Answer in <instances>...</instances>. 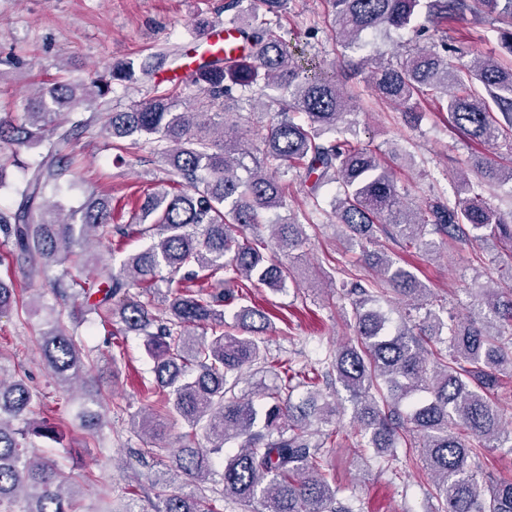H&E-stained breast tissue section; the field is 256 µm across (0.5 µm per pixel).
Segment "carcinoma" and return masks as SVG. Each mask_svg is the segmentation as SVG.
Returning <instances> with one entry per match:
<instances>
[{"mask_svg":"<svg viewBox=\"0 0 512 512\" xmlns=\"http://www.w3.org/2000/svg\"><path fill=\"white\" fill-rule=\"evenodd\" d=\"M243 0H227L232 13L224 26L233 28L249 50L237 56L198 64L190 83L202 97L194 110L180 109L175 89L156 93L124 112L108 115L107 137L128 142L131 149L149 146L168 167V186L147 194L136 218V233L146 246L127 254L118 269L102 266L97 275L101 298L78 281L62 296L87 299L80 319L119 314L125 330L146 336L153 361L155 389L144 397L139 427L154 441L161 428L181 424L183 444L151 480L161 507L158 512H220L216 498L196 484L210 475L223 483L221 498L255 504L253 512H354L337 499L326 476L323 452L331 434L327 425L337 416L335 403L321 386L340 384L349 392L353 419L366 447L386 463L404 457L432 477L437 512H512V481L498 480L484 470L480 449L508 447L498 402L489 392L512 375V285L470 289V314L459 319L435 310L415 314L430 289L413 271L385 254L363 249L362 260L373 272L364 286L358 276L342 284L352 297L355 336L330 352L327 371L301 375L282 365L278 384L263 393L257 410L235 389L244 369L266 361L261 335L271 314L255 306L233 312V330H224L225 308L234 291L207 290L211 279L231 284L243 278L275 293L286 289L291 270L284 262L305 243L302 225L273 224L269 254L259 229L266 214L285 205L292 173L313 180L308 192L311 210H321L318 189L336 184L331 201L346 241H370L383 231L406 250L431 257L448 240L467 229L485 230L512 255V206H493L482 192L512 182V162H474V177L461 173L458 191L471 198L436 195L425 210L403 205L390 169L376 153L347 137L342 124L353 114L340 77L364 72V61L348 60L342 72L326 71L315 58L295 59L268 19L286 13L288 0H260L264 14L240 18ZM333 24L345 43L380 29H444L466 14L487 16L499 24L501 47L512 56V0H329ZM163 60L134 67L116 65L108 76L90 85L59 80L41 86L28 100L21 122L0 119V142L39 143L45 152L30 167L14 209H0V233L11 239L29 261L46 262L73 254L104 236L128 235L112 226L108 203L78 207L42 205L48 189L69 172L58 144L76 138L94 116L57 123L62 112L84 101L104 105L112 83L126 82L140 70L147 78ZM378 95L414 115L425 97L437 99L453 124L471 138L512 142V68L479 56L456 66L436 51L408 49L396 60L369 72ZM280 90L278 119L264 128L255 151L224 139V99L255 91ZM253 166H248L246 160ZM244 170L246 177L238 171ZM165 316L153 314L158 283ZM398 301L405 311L394 331L371 302ZM18 305L16 289L0 280V314ZM41 355L61 384L83 379L96 363L78 345L74 333L55 324L40 337ZM306 390L299 402L293 394ZM34 394L22 381L0 379V512H80L72 476L55 459L38 457L26 446L27 428H17L31 410ZM103 398L88 391L78 409L82 427L91 435L102 425ZM208 446H196L198 433ZM239 442L224 453V446ZM223 470H215L217 458Z\"/></svg>","mask_w":512,"mask_h":512,"instance_id":"cac0c4a2","label":"carcinoma"}]
</instances>
